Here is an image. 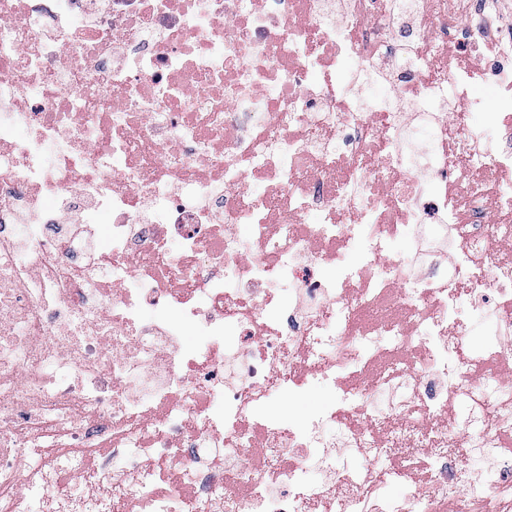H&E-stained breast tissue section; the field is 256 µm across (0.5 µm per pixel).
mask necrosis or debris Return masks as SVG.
<instances>
[{
	"label": "necrosis or debris",
	"mask_w": 512,
	"mask_h": 512,
	"mask_svg": "<svg viewBox=\"0 0 512 512\" xmlns=\"http://www.w3.org/2000/svg\"><path fill=\"white\" fill-rule=\"evenodd\" d=\"M494 2L0 0V512H512ZM332 393L323 386L314 387L299 397H287L284 401L283 419L288 422V415L293 419H302L318 409L330 405Z\"/></svg>",
	"instance_id": "obj_1"
}]
</instances>
